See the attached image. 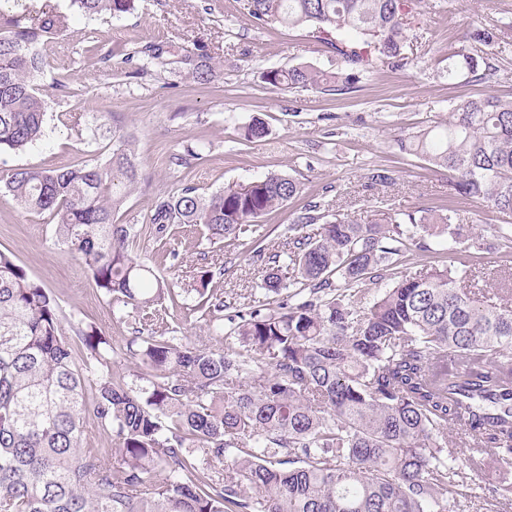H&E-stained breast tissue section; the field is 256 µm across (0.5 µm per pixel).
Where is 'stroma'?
I'll list each match as a JSON object with an SVG mask.
<instances>
[{"label":"stroma","mask_w":512,"mask_h":512,"mask_svg":"<svg viewBox=\"0 0 512 512\" xmlns=\"http://www.w3.org/2000/svg\"><path fill=\"white\" fill-rule=\"evenodd\" d=\"M53 4L67 15L66 36L55 41L37 85L48 103V135L20 153L0 155V178L30 165L68 166L105 158V140L85 141L94 116L107 115L136 142L141 181L115 213L118 224L141 227L157 198L184 186L208 192L265 175L286 174L301 183V194L288 207L268 215L262 232L268 247L282 242L300 208L317 202L363 223L380 212L454 208L484 237L502 222L500 215L465 198L448 195V172L402 153L395 141L443 122L454 103L483 94L512 95V34L495 45L499 72L492 84L463 85L449 80L445 58L472 28L512 22V0H422L418 26L407 41L408 65L382 64L361 76L347 91H287L261 78L270 67L308 63L330 67L327 44L308 29L255 23L240 0H136L133 12L114 19H90L71 8L70 0H18L15 12L30 22ZM207 45L223 67L213 82L199 84L170 67L154 66L131 75L97 61V50L122 56L140 43ZM66 82L60 91L58 82ZM261 120L263 138L244 142L239 129ZM203 145L201 158L183 166L172 158L186 147ZM388 171L391 184L375 185L369 176ZM0 250L13 254L28 274L50 288L69 320L96 326L119 350L113 373L140 384L136 359L121 354L133 334L131 309L109 305L91 273L58 245L49 217L24 212L0 197ZM133 257L159 274L191 284L200 267L214 271V288L225 301L243 306L261 300L258 275L240 247L210 243L199 227L175 226L163 240L133 247ZM512 267V248L488 255L433 242L430 251L407 253L404 266L415 272L437 265ZM153 328L186 342L225 349L223 337L210 335L203 320L186 310L154 319Z\"/></svg>","instance_id":"stroma-1"}]
</instances>
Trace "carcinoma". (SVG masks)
<instances>
[{"mask_svg": "<svg viewBox=\"0 0 512 512\" xmlns=\"http://www.w3.org/2000/svg\"><path fill=\"white\" fill-rule=\"evenodd\" d=\"M71 5L120 17L135 0ZM242 6L260 25L327 37L351 31L357 46L327 40L332 70L299 64L262 73L277 88L335 92L379 62L404 64L418 0ZM65 27L51 8L28 24L0 10V151L23 152L45 137L36 77ZM511 30L480 29L468 39L489 47ZM163 54L145 43L124 63L143 72ZM176 63L204 83L215 70L200 45L179 47ZM497 72L491 53L461 45L448 55L450 79L486 83ZM397 145L447 170L448 194L512 217V99H464L448 121ZM135 156L134 139L114 129L105 159L17 168L0 196L49 216L58 244L85 264L109 304L143 317L188 307L244 352L136 327L127 351L148 378L130 386L112 373V342L92 326L66 335L50 289L0 250V512H466L477 498L486 512L512 507L511 478L498 476L479 495L466 477L487 453L498 470L512 469V289L480 287L489 273L479 267L400 269L405 253L429 250L432 237L509 248L512 223L488 241L465 232L451 209L361 224L310 202L282 248L268 250L262 219L301 192L296 179L270 174L209 195L185 186L157 198L136 230L112 222L139 183ZM176 224L203 225L213 243L242 242L262 272V303L231 315L224 296L208 292L211 271L189 289L134 261L130 246L141 236L163 238ZM314 224L317 234L300 233ZM285 268L293 270L287 282ZM191 292L199 300L189 307ZM450 360L460 369H445ZM90 415L112 446L81 448ZM459 447L469 449L460 463Z\"/></svg>", "mask_w": 512, "mask_h": 512, "instance_id": "cac0c4a2", "label": "carcinoma"}]
</instances>
